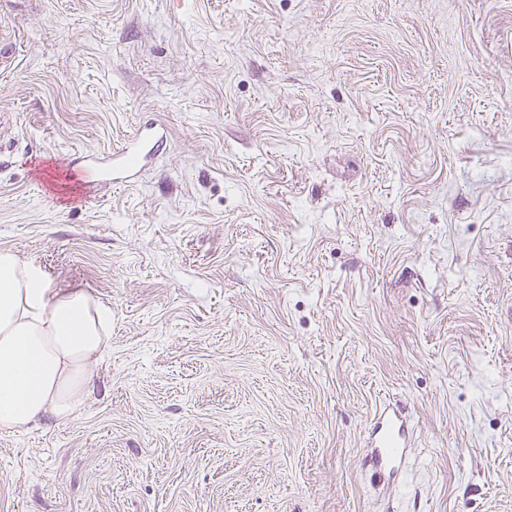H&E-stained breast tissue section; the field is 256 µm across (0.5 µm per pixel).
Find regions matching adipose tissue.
Listing matches in <instances>:
<instances>
[{"mask_svg": "<svg viewBox=\"0 0 512 512\" xmlns=\"http://www.w3.org/2000/svg\"><path fill=\"white\" fill-rule=\"evenodd\" d=\"M112 311L81 291L50 295L29 263L0 252V429L69 422L110 347Z\"/></svg>", "mask_w": 512, "mask_h": 512, "instance_id": "obj_1", "label": "adipose tissue"}]
</instances>
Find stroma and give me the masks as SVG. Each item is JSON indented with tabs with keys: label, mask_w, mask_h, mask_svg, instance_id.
<instances>
[{
	"label": "stroma",
	"mask_w": 512,
	"mask_h": 512,
	"mask_svg": "<svg viewBox=\"0 0 512 512\" xmlns=\"http://www.w3.org/2000/svg\"><path fill=\"white\" fill-rule=\"evenodd\" d=\"M0 50V250L112 309L0 512H512V0H0ZM166 138L162 128L146 126L129 141L120 153L110 154L105 162H90L85 168L91 175L89 193H93L100 181L127 179L136 173V167L145 163ZM411 435L408 416L399 408L384 405L370 423L369 465L379 478L394 479L400 472Z\"/></svg>",
	"instance_id": "1"
}]
</instances>
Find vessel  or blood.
Instances as JSON below:
<instances>
[{
    "instance_id": "1",
    "label": "vessel or blood",
    "mask_w": 512,
    "mask_h": 512,
    "mask_svg": "<svg viewBox=\"0 0 512 512\" xmlns=\"http://www.w3.org/2000/svg\"><path fill=\"white\" fill-rule=\"evenodd\" d=\"M164 139L163 129L142 128L121 152L110 154L103 162L87 163L91 185L134 176L137 165L145 163ZM410 435V420L403 410L386 405L376 411L370 423L368 453L369 465L376 476L392 479L399 474Z\"/></svg>"
}]
</instances>
